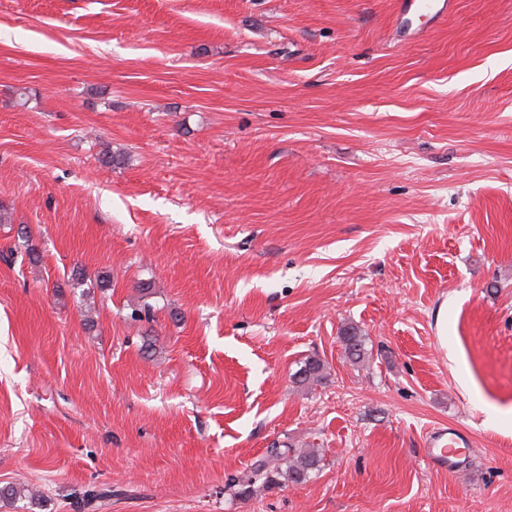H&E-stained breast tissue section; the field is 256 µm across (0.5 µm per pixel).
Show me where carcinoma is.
Masks as SVG:
<instances>
[{"label":"carcinoma","instance_id":"carcinoma-1","mask_svg":"<svg viewBox=\"0 0 512 512\" xmlns=\"http://www.w3.org/2000/svg\"><path fill=\"white\" fill-rule=\"evenodd\" d=\"M339 339L348 359L355 363L364 359V337L355 329H345ZM324 379V364L315 356L309 357L298 371V381L301 383L317 384ZM319 463L320 457L314 452L297 453L292 448L274 444L253 462L243 482L249 487L259 481L270 486L283 477L294 483H301L317 469Z\"/></svg>","mask_w":512,"mask_h":512}]
</instances>
